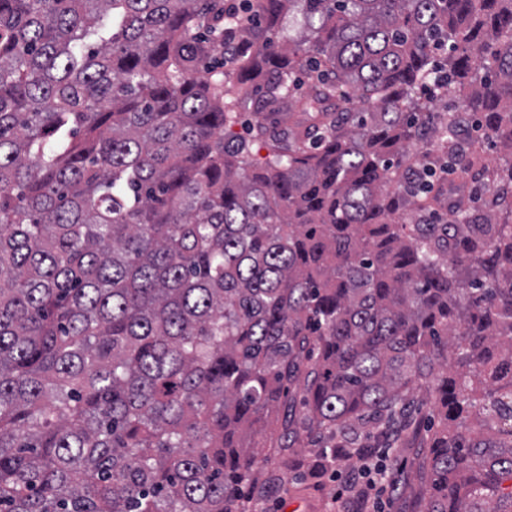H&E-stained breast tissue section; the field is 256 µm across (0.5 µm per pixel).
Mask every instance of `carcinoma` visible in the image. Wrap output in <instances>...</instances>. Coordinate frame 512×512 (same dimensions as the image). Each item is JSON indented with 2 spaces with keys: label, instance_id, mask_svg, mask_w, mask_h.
Here are the masks:
<instances>
[{
  "label": "carcinoma",
  "instance_id": "obj_1",
  "mask_svg": "<svg viewBox=\"0 0 512 512\" xmlns=\"http://www.w3.org/2000/svg\"><path fill=\"white\" fill-rule=\"evenodd\" d=\"M297 1L277 49L220 0H0V512H248L255 434L420 437L421 512H512V0L251 9ZM249 102L299 106L261 165ZM301 9L302 5L300 3H296L294 6L290 7L289 11L287 5L279 29L275 33L269 32L264 23L260 25L256 23L257 27H253V31L267 38L275 45L284 44L288 46V40L291 44L303 40L310 33L303 29L304 20L301 15Z\"/></svg>",
  "mask_w": 512,
  "mask_h": 512
}]
</instances>
